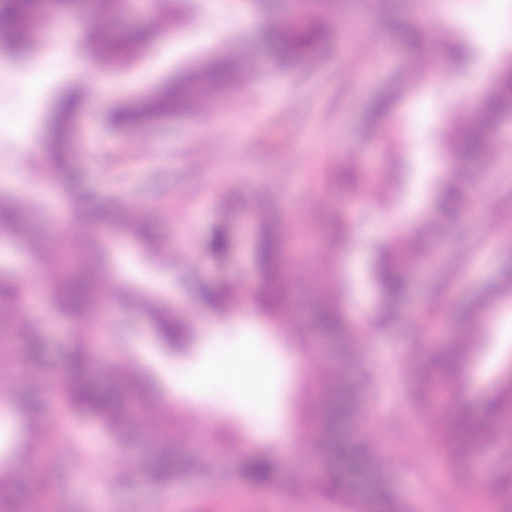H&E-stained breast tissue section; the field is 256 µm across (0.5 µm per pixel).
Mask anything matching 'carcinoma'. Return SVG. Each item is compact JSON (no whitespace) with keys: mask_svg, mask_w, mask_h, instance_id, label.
Masks as SVG:
<instances>
[{"mask_svg":"<svg viewBox=\"0 0 512 512\" xmlns=\"http://www.w3.org/2000/svg\"><path fill=\"white\" fill-rule=\"evenodd\" d=\"M254 12L268 15L282 8L281 0H244ZM376 10L396 28L408 46V56L414 65L393 77L378 90L365 108V120L360 132V143L369 144L380 128H392L390 121L406 92L424 69V40L416 23L400 22L390 10L388 0H371ZM342 0H299L298 10L279 22L260 26L249 39L258 38L268 45L273 55L270 60L251 56L247 45H234L222 53L208 56L202 65L188 69L170 80L159 91L127 104L112 113V125L117 129L150 127L178 118L198 103L217 99L222 94L243 86L255 70L282 71L308 67L316 60L318 47L333 32V20L339 19ZM103 19H112L93 30L88 41L102 40L112 47V65L120 66L134 54L144 52L161 34L156 24L129 27L123 20V0H100ZM41 0H7L0 5V35L12 47L28 51L33 41L32 23L43 24ZM439 44L448 56V67L462 68L469 60L478 58L477 44L472 39L461 40L448 32L442 33ZM74 102L63 100L55 115V136L52 150L60 161L72 147L76 113ZM451 125L465 124L464 135L443 132L439 150L452 159L446 179L438 187L435 202L414 224H403L388 244L376 253L375 262L379 283V305L370 320L379 326L387 325L410 292V277L404 269L417 268L425 256L422 244L439 226L453 221L466 205V190L484 178L490 167L500 161L492 155V140L501 129L512 126V61L506 59L497 70L495 79L480 104L474 109L451 110ZM368 177L358 153L352 152L337 167L336 178L353 188H362ZM224 234L217 237V247L224 256L234 253L239 240L235 226L242 213H247L254 225V261L258 285L239 288L225 284L222 288L204 287L200 298L214 310L226 315L244 299L271 320L281 318V294L276 285L283 279L282 257L287 254L288 232L279 217L272 214L264 197L256 194L246 203L224 191ZM31 214L18 204L0 205V239L12 238L25 243L49 276L54 280L52 294L58 309L76 325V345L66 357L67 372L60 391L62 402L77 412L90 415L110 429L113 443L127 446L130 428L131 403L145 407L153 402L150 392L134 375L121 367H113V381L101 383L87 375L92 353L87 339L98 330L96 318L99 290L109 272V255L104 249L76 268L70 267L64 255L70 242L63 238L46 241L36 235L34 225L27 223ZM128 234L142 246L154 245L150 225L139 223L133 213L127 214L121 224ZM6 287L0 292V325L10 324L12 303L25 295V287L14 279L1 277ZM319 299L312 322L296 323L295 335L299 347L318 366V374L308 394L307 405H316L313 411H304L303 419L314 439L315 453L324 469L327 482L320 491L348 490V512H402L393 493L384 481L372 446L360 439L344 435L346 425L358 418L361 397L365 389L362 373L355 360L353 336L355 328L349 323L338 304L335 289H318ZM504 297L512 298V279L503 288H486L475 296L469 308L459 317L456 338L433 345L428 376L410 391L412 404L424 408L434 418L437 447L451 459H465L477 448L506 446L512 451V370H504L482 412L475 411L454 384V375L469 354L474 337L480 335L487 308ZM157 329L174 344L182 342L190 333L189 326L153 309ZM18 335L24 337L25 362L38 370L43 363L40 352L46 344L38 326L22 323ZM336 343V359L325 357L319 350V341ZM44 400L23 391L20 407L31 432L27 459L29 468L40 463L39 444L43 430L39 417ZM213 441L221 448H236L245 457L239 476L252 485L265 484L272 475L270 455L251 451L227 427L212 432ZM205 467L201 456L189 462L178 455L162 452L148 463L146 474L155 480L178 477L188 469L198 471ZM368 478L370 496L360 498L354 492L355 479ZM48 494L44 484H37L16 474L6 482L0 480V512H31Z\"/></svg>","mask_w":512,"mask_h":512,"instance_id":"1","label":"carcinoma"}]
</instances>
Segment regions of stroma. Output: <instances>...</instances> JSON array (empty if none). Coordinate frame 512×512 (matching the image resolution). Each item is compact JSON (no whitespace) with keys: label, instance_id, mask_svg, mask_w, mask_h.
Listing matches in <instances>:
<instances>
[{"label":"stroma","instance_id":"1","mask_svg":"<svg viewBox=\"0 0 512 512\" xmlns=\"http://www.w3.org/2000/svg\"><path fill=\"white\" fill-rule=\"evenodd\" d=\"M391 6L403 20H416L431 34L447 30L474 36L480 59L473 68L455 72L437 46L429 47L424 72L401 102L393 132L398 156L411 162L414 174L407 181L395 180L378 144L368 145L362 157L372 181L356 197L346 185L330 181L329 170L357 144L366 102L406 63L395 46V32L381 17L368 18L332 41L312 67L254 77L240 93L241 106L230 111L214 112L204 103L190 117L147 128L81 123L64 165L43 143L41 109L58 81L75 80L88 100L92 80L102 77L84 56L88 33L99 22L93 4L63 20L48 13L30 66L0 64V192L31 205L45 233L69 223L81 260L94 251L98 234L70 223L72 199L64 182L69 168L83 169L96 187L94 202L118 201L128 211L145 213L161 246L157 253L147 250L113 229L111 274L100 293L108 311L95 349L100 361L113 359L153 378L159 402L144 411L142 424L174 407L180 411L177 428L168 436L116 449L95 421L64 419L58 393L48 394L43 429L53 437L52 452L39 478L49 483L52 503H65L66 512H252L257 501L266 512H346L341 498L317 490L324 473L311 460L301 414L313 363L288 332L289 321H311L313 281L326 273L335 279L349 318L364 327L363 366L370 380L365 406L374 416L364 431L378 446L394 493L412 512H493L494 503L471 498L463 475L512 469V453L488 447L480 463L466 460L441 469L430 435L432 418L410 407L408 392L428 363L433 340L452 337L458 311L512 268V129L495 142L507 161L470 191L460 218L465 236L446 228L441 245L429 255V263L444 264V283L423 272L412 280L410 295L391 324L376 326L368 316L377 300V246L395 234L393 217L405 210L417 217L428 208L431 185L448 168L437 141L449 109L477 106L495 64L512 53V0H423L415 13L406 0H391ZM491 8L499 21L493 41L485 39L477 23ZM265 21V15L246 13L239 0H181L158 49L113 71V100L136 97L181 65L200 64L224 49L228 34L252 32ZM228 186L245 195L266 191L288 222L282 322L263 321L247 305L222 317L194 296L198 279L224 284L237 281L238 267L254 268V227L245 216L238 224L240 248L233 258L217 267L206 255L216 206ZM339 213L355 226L353 242L303 245L304 227L330 222ZM28 260L24 246L0 242V265L16 270L28 291L12 318L41 328L47 368L61 379L69 325L52 304L45 281L30 274ZM149 303L190 321L194 336L181 348L168 346L145 310ZM244 342L269 374L264 399L246 398L220 381L200 392L189 388L198 368L233 354ZM5 353L8 360L0 363V464L17 472L25 469L26 460L13 451L25 434L16 400L24 386L43 383L44 377L16 375L15 365L25 353L23 340L12 339ZM509 353L512 300L487 312L456 378L474 405L482 404ZM227 416L236 419L247 440L268 452L275 453L278 439H287L288 453L277 455L279 472L272 484L257 488L236 480L237 451L212 447L211 432ZM163 448L207 452L209 469L156 483L142 468ZM452 484L457 487L453 493L448 490Z\"/></svg>","mask_w":512,"mask_h":512}]
</instances>
